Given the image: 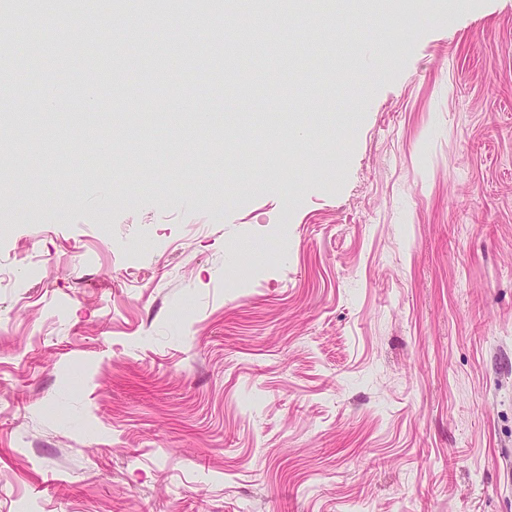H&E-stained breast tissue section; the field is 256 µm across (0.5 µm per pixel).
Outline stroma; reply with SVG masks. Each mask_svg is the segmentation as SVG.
Returning <instances> with one entry per match:
<instances>
[{
	"instance_id": "1",
	"label": "stroma",
	"mask_w": 512,
	"mask_h": 512,
	"mask_svg": "<svg viewBox=\"0 0 512 512\" xmlns=\"http://www.w3.org/2000/svg\"><path fill=\"white\" fill-rule=\"evenodd\" d=\"M335 9L13 50L0 512H512V0Z\"/></svg>"
}]
</instances>
